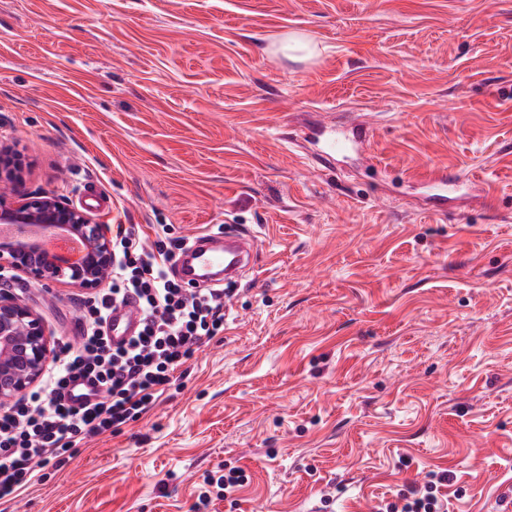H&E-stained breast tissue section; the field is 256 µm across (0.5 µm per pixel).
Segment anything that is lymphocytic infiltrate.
Returning <instances> with one entry per match:
<instances>
[{
    "label": "lymphocytic infiltrate",
    "mask_w": 512,
    "mask_h": 512,
    "mask_svg": "<svg viewBox=\"0 0 512 512\" xmlns=\"http://www.w3.org/2000/svg\"><path fill=\"white\" fill-rule=\"evenodd\" d=\"M145 236L134 224L117 225L106 288L89 299V322L77 345L66 346L45 384L0 412V500L11 501L42 479L50 459L77 441L104 434L151 409L178 368L224 330L227 294L220 288H186L170 274L185 238L157 224ZM134 299L141 329L113 347L108 320L115 305ZM447 472H431L378 512H444L439 496Z\"/></svg>",
    "instance_id": "lymphocytic-infiltrate-1"
}]
</instances>
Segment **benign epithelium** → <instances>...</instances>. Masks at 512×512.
I'll return each mask as SVG.
<instances>
[{"label":"benign epithelium","mask_w":512,"mask_h":512,"mask_svg":"<svg viewBox=\"0 0 512 512\" xmlns=\"http://www.w3.org/2000/svg\"><path fill=\"white\" fill-rule=\"evenodd\" d=\"M21 175L13 145L0 139V224L17 226L20 234L28 227L54 228L61 238L80 240L84 253L69 263L20 239L0 241V270L9 267L44 283L65 281L75 288H97L101 273L112 267V241L103 225L54 194L12 199L7 186ZM52 354L53 344L40 317L21 299L0 294V406L39 382Z\"/></svg>","instance_id":"7a95c632"}]
</instances>
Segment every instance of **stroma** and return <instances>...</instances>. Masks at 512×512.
I'll use <instances>...</instances> for the list:
<instances>
[{
	"label": "stroma",
	"mask_w": 512,
	"mask_h": 512,
	"mask_svg": "<svg viewBox=\"0 0 512 512\" xmlns=\"http://www.w3.org/2000/svg\"><path fill=\"white\" fill-rule=\"evenodd\" d=\"M1 135L12 197L258 248L158 405L0 512H372L442 469L448 512H512V0H0ZM0 286L78 342L86 291ZM279 49L292 59L298 58L296 53H302L303 58L318 56V49L313 39L303 32L288 33L281 39Z\"/></svg>",
	"instance_id": "1"
}]
</instances>
